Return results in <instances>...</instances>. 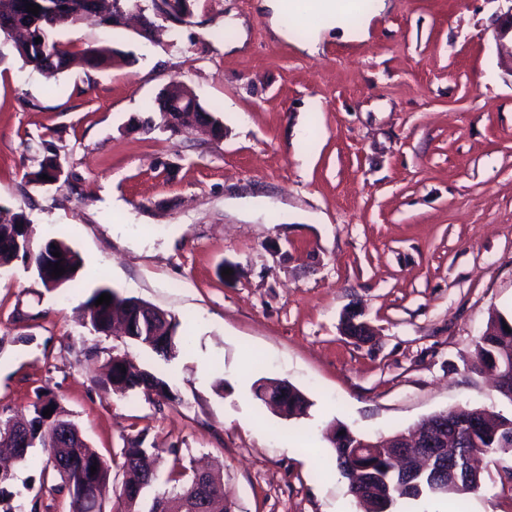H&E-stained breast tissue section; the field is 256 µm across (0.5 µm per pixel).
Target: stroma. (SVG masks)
I'll list each match as a JSON object with an SVG mask.
<instances>
[{"label":"stroma","mask_w":512,"mask_h":512,"mask_svg":"<svg viewBox=\"0 0 512 512\" xmlns=\"http://www.w3.org/2000/svg\"><path fill=\"white\" fill-rule=\"evenodd\" d=\"M257 0H191L183 25L153 39L83 22L76 37L127 53L58 80L24 64L0 35V207L36 237L61 229L84 260L81 288L49 289L15 260L0 270V413L51 393L85 440L112 459L160 450L173 465L223 476L227 512H364L349 495L327 428L374 438L456 407L512 417L470 358L492 313L512 316V74L496 29L512 0H391L362 7L361 39L309 24L275 35ZM172 82L216 109L223 139L147 127ZM58 153L60 182L28 172ZM110 286L176 315L188 344L173 362L91 332L81 306ZM355 311L376 330L342 336ZM123 355L166 379L173 400L121 396L105 363ZM284 380L307 416L271 411L255 381ZM33 448L11 469L29 512L68 501L40 478ZM481 488L397 512H512V456L481 463Z\"/></svg>","instance_id":"obj_1"}]
</instances>
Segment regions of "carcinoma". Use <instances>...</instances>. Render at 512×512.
Returning <instances> with one entry per match:
<instances>
[{
	"label": "carcinoma",
	"instance_id": "obj_1",
	"mask_svg": "<svg viewBox=\"0 0 512 512\" xmlns=\"http://www.w3.org/2000/svg\"><path fill=\"white\" fill-rule=\"evenodd\" d=\"M28 2L38 5V15L26 10ZM188 2L151 0V8L147 9L141 6V0H0V34L14 39L15 50L25 63L33 66L47 79H56L66 73L78 58L92 69H109L127 58V54L118 49L92 44L79 49L73 40L61 41L56 38L58 32L76 28V20L91 15L101 24L112 27L123 24L127 13L139 11L144 19V29L139 35L149 39L158 27L157 20L183 22L190 14L187 10ZM21 30L29 32L33 39L41 38V42H25L14 37L15 32ZM161 96L178 97L184 101L186 112L176 115V119L185 130H194L199 125L208 126L211 137H224L223 123L203 108L188 87L173 83ZM60 165V157L54 152L43 156L39 168L27 173V176L32 182L44 184L46 180L43 176L56 178ZM31 233L33 230L22 213L14 214L7 222L0 220V268L8 267L15 259L22 257L33 264L37 277L46 286L48 281L41 273L44 254L51 255L57 251L61 257L56 262L65 268V272L61 276L52 277L55 287H77L80 271L84 267L82 257L64 240L55 237L46 240L44 249L30 253L25 248V240ZM103 293L111 296L110 304L95 305ZM131 302L132 298L124 297L108 286H101L85 302V318L96 332L104 334L111 328L114 316L118 315L124 321L130 319ZM505 323L506 319L497 317L493 330L481 337L474 353L473 368L488 365L495 359L502 371H512V332L504 330ZM180 326L181 322L176 316H168V320L157 328L159 334L149 349L167 361L176 358L180 348L186 345V339L178 336ZM123 368L126 369L124 373L121 372ZM107 381L121 393L134 391L140 385L148 397L155 395L165 400L172 399L170 385L164 378L138 369L131 360L120 355L110 358ZM309 406V401L298 392L288 396L286 412L290 417L301 415ZM47 408L53 409L49 417L43 416V410ZM448 419L451 420L448 433L453 436L455 451L460 457L468 459L498 451L512 453V417L481 408L459 407L448 411ZM57 421L66 422L68 417L56 398L47 393L38 396L37 403L33 404L31 438L48 453L42 472L54 468L51 463L53 459L65 461L67 470L59 475L60 482L52 486V490L58 494L66 488L74 491V494L67 495L69 499L82 493V512H99L94 491L87 486L86 481L90 476V467L99 462L102 455L89 446L80 449L77 454L69 448L56 447L52 438L46 435V429ZM360 439L361 436L352 431L337 440L329 439L334 454L329 457L328 463L336 466L348 480L347 489L352 496L357 492V471L363 470L373 490L371 503L381 504L387 510L405 500L421 497L465 496L473 492L472 484L480 478L479 474L472 471L468 476H460L456 482H446L442 475L428 469L416 478V486L399 492L396 486L400 483L402 470L392 468L389 461L391 449L375 448L372 453L359 457L357 451ZM142 444L143 439L137 438L130 442V447L123 449L122 467L139 470L145 482L150 484L155 479L151 466L155 449L144 448ZM193 480L191 476L179 489L155 495L148 512H176V496L188 489ZM13 481L14 475L10 472L0 476V512H17V507L12 504L16 496L12 490Z\"/></svg>",
	"mask_w": 512,
	"mask_h": 512
}]
</instances>
